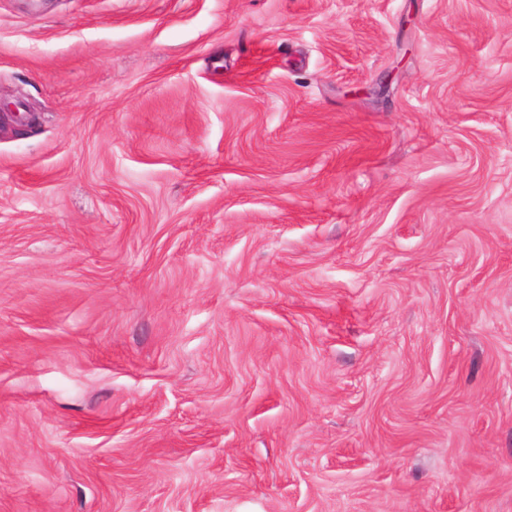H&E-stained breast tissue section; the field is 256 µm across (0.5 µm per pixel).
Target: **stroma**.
Segmentation results:
<instances>
[{
	"instance_id": "1",
	"label": "stroma",
	"mask_w": 512,
	"mask_h": 512,
	"mask_svg": "<svg viewBox=\"0 0 512 512\" xmlns=\"http://www.w3.org/2000/svg\"><path fill=\"white\" fill-rule=\"evenodd\" d=\"M0 100V512H512V0H0Z\"/></svg>"
}]
</instances>
